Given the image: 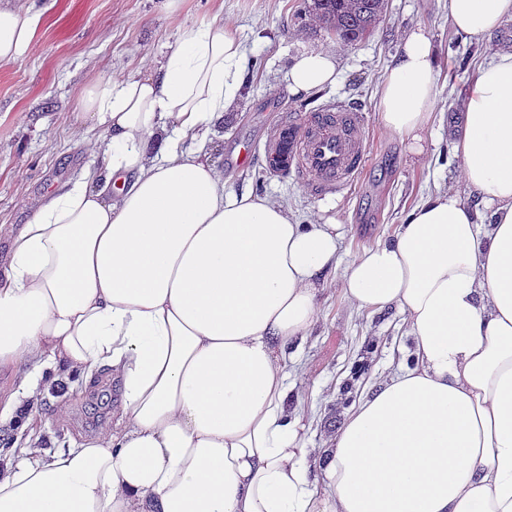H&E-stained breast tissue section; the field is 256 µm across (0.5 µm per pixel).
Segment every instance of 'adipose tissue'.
Instances as JSON below:
<instances>
[{"mask_svg":"<svg viewBox=\"0 0 512 512\" xmlns=\"http://www.w3.org/2000/svg\"><path fill=\"white\" fill-rule=\"evenodd\" d=\"M457 33L491 36L512 0H448ZM30 0L0 4V64L32 45ZM246 49L221 15L186 29L145 76L83 90L99 164L26 223L0 224V368L39 420L46 367L118 386L115 421L80 447L0 462V512H512V51L493 49L453 136L466 187L430 196L390 241L338 256L336 218L224 189L194 146L236 106ZM329 50L301 54L294 95L336 80ZM441 68L430 30L405 32L378 87L381 125L424 151ZM340 285L360 309L399 307L414 365L360 403L325 448L317 493L289 346Z\"/></svg>","mask_w":512,"mask_h":512,"instance_id":"obj_1","label":"adipose tissue"}]
</instances>
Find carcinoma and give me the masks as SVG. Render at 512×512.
Instances as JSON below:
<instances>
[{
    "label": "carcinoma",
    "mask_w": 512,
    "mask_h": 512,
    "mask_svg": "<svg viewBox=\"0 0 512 512\" xmlns=\"http://www.w3.org/2000/svg\"><path fill=\"white\" fill-rule=\"evenodd\" d=\"M384 11V0H309L306 12L325 31L354 45L370 34Z\"/></svg>",
    "instance_id": "cac0c4a2"
}]
</instances>
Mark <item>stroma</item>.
Listing matches in <instances>:
<instances>
[{"label": "stroma", "instance_id": "35a3bbf8", "mask_svg": "<svg viewBox=\"0 0 512 512\" xmlns=\"http://www.w3.org/2000/svg\"><path fill=\"white\" fill-rule=\"evenodd\" d=\"M35 38L17 61L0 65V224L25 223L27 206L76 180L93 158L79 141V96L108 76L149 73L175 47L185 28L224 16L247 49L243 96L222 124L205 130L204 151L224 170L227 190L250 191L285 205L302 223L320 214L336 217L344 236L342 262L392 237L411 208L450 189L466 193L451 140L463 103L498 36L476 41L457 34L447 0H387L374 31L346 45L306 14L304 0H35ZM424 25L434 36L447 75L438 87L440 116L426 135L425 152L410 159L401 140L379 123L378 86L408 29ZM333 50L335 85L304 96L289 94L286 73L303 52ZM364 114L367 167L349 192L321 198L295 175L269 173L262 150L280 122L303 121L329 101ZM320 314L288 364L292 398L308 411V447H327L339 425L365 394L411 364L406 316L398 308L359 309L340 286L320 296ZM40 421L0 425V454L21 456L25 447L54 453L96 436L117 406L116 383L106 376L39 380ZM69 411L56 418L58 402Z\"/></svg>", "mask_w": 512, "mask_h": 512}]
</instances>
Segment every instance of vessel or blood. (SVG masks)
<instances>
[{"label": "vessel or blood", "mask_w": 512, "mask_h": 512, "mask_svg": "<svg viewBox=\"0 0 512 512\" xmlns=\"http://www.w3.org/2000/svg\"><path fill=\"white\" fill-rule=\"evenodd\" d=\"M360 110L342 102L322 105L302 123L278 125L271 149L319 196L338 195L361 177L369 145L360 130Z\"/></svg>", "instance_id": "vessel-or-blood-1"}]
</instances>
